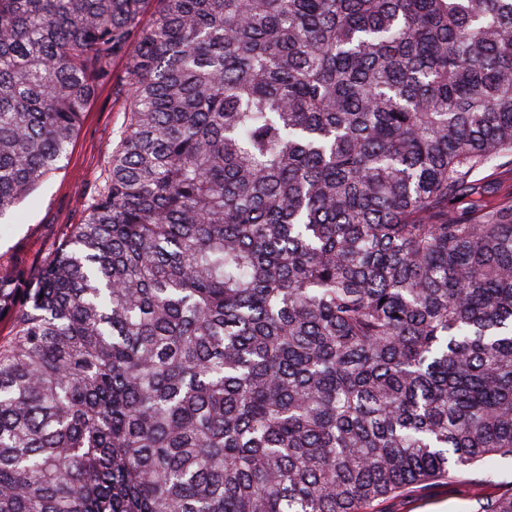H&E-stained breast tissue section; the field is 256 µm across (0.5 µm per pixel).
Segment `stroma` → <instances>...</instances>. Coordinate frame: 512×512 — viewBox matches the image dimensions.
<instances>
[{
    "mask_svg": "<svg viewBox=\"0 0 512 512\" xmlns=\"http://www.w3.org/2000/svg\"><path fill=\"white\" fill-rule=\"evenodd\" d=\"M125 122L124 103L111 85L98 87L59 169L34 187L14 212L0 220V257L31 269L69 225L80 222L90 195L117 144ZM475 469L453 482L428 485L418 495L381 503L382 512H477Z\"/></svg>",
    "mask_w": 512,
    "mask_h": 512,
    "instance_id": "35a3bbf8",
    "label": "stroma"
}]
</instances>
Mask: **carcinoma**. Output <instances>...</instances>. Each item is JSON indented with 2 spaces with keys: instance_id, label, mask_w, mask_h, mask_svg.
<instances>
[{
  "instance_id": "carcinoma-1",
  "label": "carcinoma",
  "mask_w": 512,
  "mask_h": 512,
  "mask_svg": "<svg viewBox=\"0 0 512 512\" xmlns=\"http://www.w3.org/2000/svg\"><path fill=\"white\" fill-rule=\"evenodd\" d=\"M0 0V512H379L512 461V0ZM126 62L112 81V61ZM480 512H512V492ZM124 102L112 85L98 87L69 146L67 159L0 220V256L21 269H33L82 219L85 200L119 141ZM2 223V224H1ZM9 223V224H3ZM492 169L483 171L477 176L481 183L482 199L489 203L497 202L501 197L512 196V170L503 172L500 176L491 182L486 183V177L491 174Z\"/></svg>"
}]
</instances>
